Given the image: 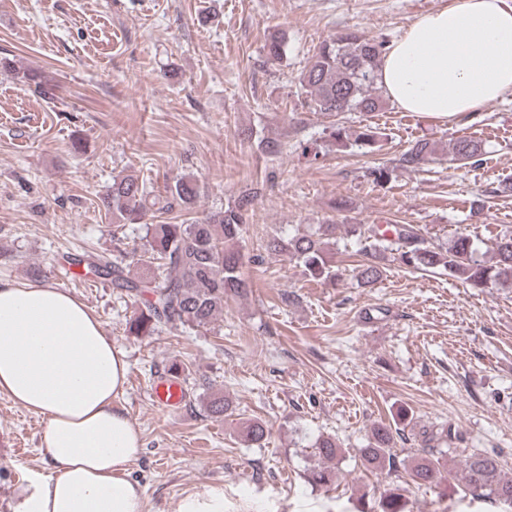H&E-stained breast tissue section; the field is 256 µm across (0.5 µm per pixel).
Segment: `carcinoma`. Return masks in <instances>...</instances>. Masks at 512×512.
Returning <instances> with one entry per match:
<instances>
[{"instance_id": "obj_1", "label": "carcinoma", "mask_w": 512, "mask_h": 512, "mask_svg": "<svg viewBox=\"0 0 512 512\" xmlns=\"http://www.w3.org/2000/svg\"><path fill=\"white\" fill-rule=\"evenodd\" d=\"M269 60L278 62L285 55V35L274 32L264 45ZM384 52L383 43L356 32H345L323 43L300 75V83L309 96V106L315 112H379L386 99L378 85V72ZM19 82L44 99L56 96V85L39 72H17ZM378 133L370 125L358 129L338 125L329 137L341 148L353 146L372 148ZM480 142L460 137L448 148L437 142L419 138L409 144L399 158L405 169L419 170L442 156L460 165H478L482 161ZM199 195L194 179L181 176L164 191L148 190L137 175L118 174L112 185L99 198V206L118 225L141 224L145 227L144 250L136 263L143 266L146 276H128L127 265L119 257L101 255L89 263L100 276H112V284L132 297H143L144 308L129 322L128 331L136 336H152L164 327L206 328L224 312V301L241 297L251 288L242 268L243 238L246 216L256 192L248 188L224 208L212 211L191 224H173L151 220L174 210L190 211ZM335 224H320L314 230L295 229L294 234L272 236L262 244L271 254H286L296 261L312 280L334 281L336 270L331 254L336 249ZM346 236L358 246L365 257L356 272L358 283L371 286L381 274V264L392 260L412 269L443 270L448 275L473 288H512V230L496 235L490 247L481 251L470 236L456 233L441 244L430 242L422 228L415 224H347ZM207 413L216 419L228 417L233 408L222 392L204 396ZM245 441L261 446L269 436L267 425L250 420L242 430ZM397 425L378 423L370 430L367 444L360 449L361 464L372 471H397L395 452ZM425 441L439 445L436 453L420 458L411 469L413 480L431 485L439 479L441 470L455 460L454 449L446 447L452 441L451 430L431 432ZM336 439L327 436L317 440L315 449L324 463L309 471L316 485L330 488L338 480V471L330 466L338 453ZM464 479L469 492L480 499L499 505V512H512V476L504 475L499 456L472 452L464 459ZM371 512H407L404 496L390 490L379 496Z\"/></svg>"}]
</instances>
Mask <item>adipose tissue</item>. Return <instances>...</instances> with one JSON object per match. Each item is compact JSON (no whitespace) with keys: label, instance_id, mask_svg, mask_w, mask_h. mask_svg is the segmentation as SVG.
Returning <instances> with one entry per match:
<instances>
[{"label":"adipose tissue","instance_id":"ef3b65f1","mask_svg":"<svg viewBox=\"0 0 512 512\" xmlns=\"http://www.w3.org/2000/svg\"><path fill=\"white\" fill-rule=\"evenodd\" d=\"M378 82L407 112L451 119L512 92V0H450L383 55ZM124 352L84 303L46 283H0V393L45 416L16 512H143L128 465L142 440L118 397Z\"/></svg>","mask_w":512,"mask_h":512}]
</instances>
